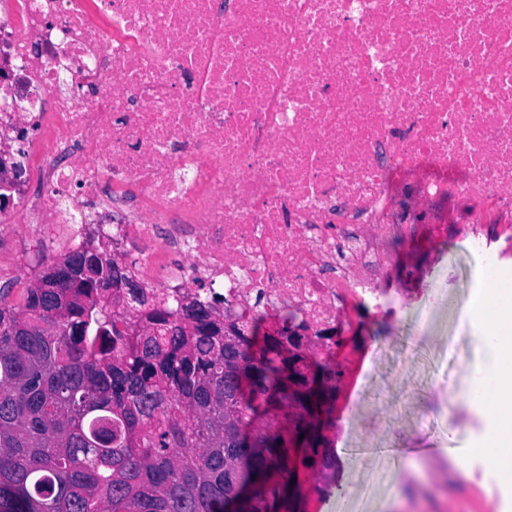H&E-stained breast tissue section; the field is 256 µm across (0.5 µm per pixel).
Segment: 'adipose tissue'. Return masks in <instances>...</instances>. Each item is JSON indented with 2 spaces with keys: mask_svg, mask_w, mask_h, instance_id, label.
<instances>
[{
  "mask_svg": "<svg viewBox=\"0 0 512 512\" xmlns=\"http://www.w3.org/2000/svg\"><path fill=\"white\" fill-rule=\"evenodd\" d=\"M495 317L496 329L485 339L486 352L495 370L482 374L479 383L472 388L461 390V402L482 407L488 390H496L504 394L512 390V364L506 358L512 354V312L500 310L495 289L488 288L478 296L470 306L469 320L472 324H480L487 317ZM488 441L483 448L485 457L490 462L489 473L492 478H499L501 467L506 459L512 458V412L507 409H497L487 415Z\"/></svg>",
  "mask_w": 512,
  "mask_h": 512,
  "instance_id": "1",
  "label": "adipose tissue"
}]
</instances>
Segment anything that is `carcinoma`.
Segmentation results:
<instances>
[{"mask_svg":"<svg viewBox=\"0 0 512 512\" xmlns=\"http://www.w3.org/2000/svg\"><path fill=\"white\" fill-rule=\"evenodd\" d=\"M85 258H41L18 304L0 289V512H274L286 440L238 437L287 406L280 339L131 288L100 250L86 279ZM330 380L311 368L303 399L332 401Z\"/></svg>","mask_w":512,"mask_h":512,"instance_id":"cac0c4a2","label":"carcinoma"}]
</instances>
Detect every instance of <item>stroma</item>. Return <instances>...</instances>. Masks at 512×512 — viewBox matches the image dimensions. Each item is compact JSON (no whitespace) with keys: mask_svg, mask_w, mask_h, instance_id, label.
<instances>
[{"mask_svg":"<svg viewBox=\"0 0 512 512\" xmlns=\"http://www.w3.org/2000/svg\"><path fill=\"white\" fill-rule=\"evenodd\" d=\"M394 281L419 270L427 291L414 304L392 340L361 352L364 335L382 323L357 316L349 344L357 350L334 403L331 421H315L318 435L335 448L338 465L328 494L306 501L305 512H433L411 501L397 479L409 472L425 482L427 468L446 470V512H512L501 483L487 478L471 484V468L484 462L476 442L484 416L459 402V390L473 384L483 363L481 338L466 322V311L481 293L486 254L457 236L434 253L397 246Z\"/></svg>","mask_w":512,"mask_h":512,"instance_id":"1","label":"stroma"}]
</instances>
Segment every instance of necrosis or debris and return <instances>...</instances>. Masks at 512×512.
Returning <instances> with one entry per match:
<instances>
[{"mask_svg": "<svg viewBox=\"0 0 512 512\" xmlns=\"http://www.w3.org/2000/svg\"><path fill=\"white\" fill-rule=\"evenodd\" d=\"M0 233L339 371L425 293L393 244L512 254V0H0Z\"/></svg>", "mask_w": 512, "mask_h": 512, "instance_id": "necrosis-or-debris-1", "label": "necrosis or debris"}]
</instances>
